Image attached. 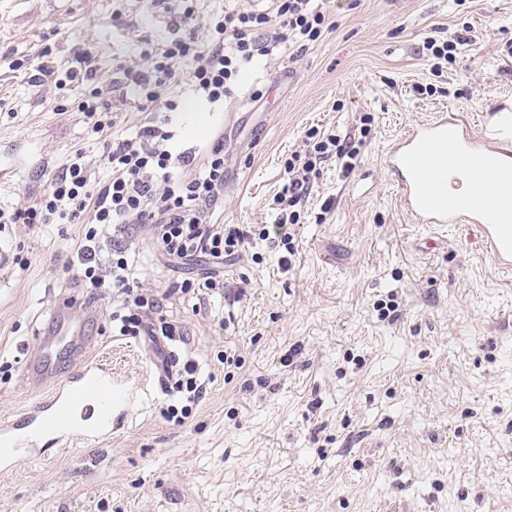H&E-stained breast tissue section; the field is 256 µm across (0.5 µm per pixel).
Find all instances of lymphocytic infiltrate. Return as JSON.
I'll return each mask as SVG.
<instances>
[{"label": "lymphocytic infiltrate", "mask_w": 512, "mask_h": 512, "mask_svg": "<svg viewBox=\"0 0 512 512\" xmlns=\"http://www.w3.org/2000/svg\"><path fill=\"white\" fill-rule=\"evenodd\" d=\"M325 0H238L225 6L224 14L209 23L207 37L175 39L148 53L145 67L129 70L125 78L140 90L152 109L175 111L176 102L162 101L168 82L184 78L186 85L212 104L232 97L244 68L257 58H279L290 47L309 48L333 27ZM188 59L192 67L179 72L177 65ZM172 135L149 122L135 138L112 142L107 161L112 176L102 184L90 181L83 153H75L53 178L49 190L31 206L6 213L1 224H77L85 212L93 219L77 251L81 275L96 288L111 284L121 296L109 321L118 336H164L179 331L167 321L152 322L149 313L159 307L162 296L137 286L136 253L117 244L108 259H101L99 237L104 226L113 234L133 235L148 227L156 247L165 255L187 259L203 255L213 264L239 255L254 240L284 247L281 267L292 264L295 252L290 226L299 223L317 165L330 158L354 160L359 150L354 141L318 128L306 132L305 153H294L285 163L287 183L274 202L273 223L213 224L208 213L224 191V143L216 141L203 156L174 152Z\"/></svg>", "instance_id": "obj_1"}]
</instances>
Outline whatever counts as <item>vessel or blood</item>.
I'll use <instances>...</instances> for the list:
<instances>
[{"mask_svg":"<svg viewBox=\"0 0 512 512\" xmlns=\"http://www.w3.org/2000/svg\"><path fill=\"white\" fill-rule=\"evenodd\" d=\"M452 148L462 161H476L479 181L494 186V196H449L445 158ZM385 162L414 223L433 230L457 226L498 273L512 276V101H498L475 125L447 112L414 124L390 144ZM93 317L77 297L57 303L54 324L26 370L28 379L49 390L21 417L0 422L1 472L13 470L19 456L40 455L49 443L109 438L127 415L131 390L100 361L85 357Z\"/></svg>","mask_w":512,"mask_h":512,"instance_id":"obj_1","label":"vessel or blood"}]
</instances>
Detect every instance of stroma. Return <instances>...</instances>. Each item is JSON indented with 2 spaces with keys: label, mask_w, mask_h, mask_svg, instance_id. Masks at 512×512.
Wrapping results in <instances>:
<instances>
[{
  "label": "stroma",
  "mask_w": 512,
  "mask_h": 512,
  "mask_svg": "<svg viewBox=\"0 0 512 512\" xmlns=\"http://www.w3.org/2000/svg\"><path fill=\"white\" fill-rule=\"evenodd\" d=\"M192 6L196 26L182 24ZM0 0V144L25 137L36 158L0 182V209L32 205L75 151L106 179L108 143L134 138L147 115L126 69L165 41L204 38L224 0ZM333 29L296 59L261 60L238 95L210 105L179 82L164 95L177 150L223 140L224 195L214 224H270L284 162L309 127L363 138L351 171L319 166L291 270L256 241L217 267L221 292L198 300L175 285L204 263L175 265L147 229L135 240L139 282L169 291L154 318L183 341L116 336L111 288L80 278L83 227L9 224L0 230V421L43 391L27 380L26 350L57 301L96 308L91 354L139 395L101 443L51 445L0 472V512H512V277L497 274L471 237L428 229L403 209L385 165L389 144L440 111L477 118L512 96V0H329ZM469 30L442 90L422 56L429 36ZM49 68L52 78L40 80ZM262 91L252 100L251 88ZM98 89L112 129L97 136L79 103ZM208 117L190 135L192 113ZM329 213H322L323 203ZM395 314L381 318V307ZM194 361L201 398L160 383L168 353ZM234 353L240 367L224 363ZM191 405L185 423L170 406Z\"/></svg>",
  "instance_id": "1"
}]
</instances>
